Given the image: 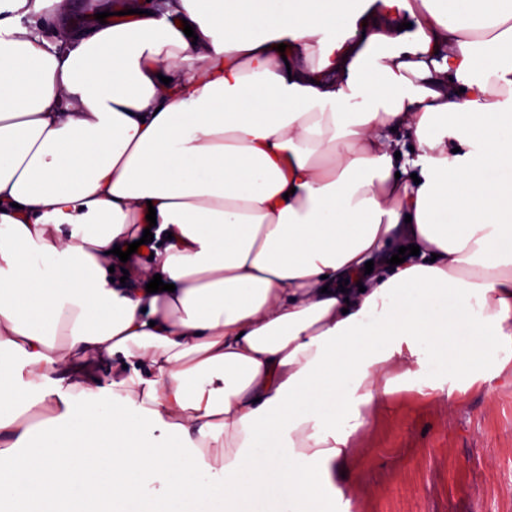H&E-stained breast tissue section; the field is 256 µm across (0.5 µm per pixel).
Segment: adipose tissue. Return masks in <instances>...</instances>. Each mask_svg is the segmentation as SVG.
<instances>
[{
  "mask_svg": "<svg viewBox=\"0 0 512 512\" xmlns=\"http://www.w3.org/2000/svg\"><path fill=\"white\" fill-rule=\"evenodd\" d=\"M350 2L131 0L73 41L0 0L12 512L298 507L413 368L452 407L512 378V0Z\"/></svg>",
  "mask_w": 512,
  "mask_h": 512,
  "instance_id": "1",
  "label": "adipose tissue"
}]
</instances>
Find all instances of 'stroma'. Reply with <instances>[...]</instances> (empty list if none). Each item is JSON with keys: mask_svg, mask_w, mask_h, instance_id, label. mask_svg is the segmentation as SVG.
<instances>
[{"mask_svg": "<svg viewBox=\"0 0 512 512\" xmlns=\"http://www.w3.org/2000/svg\"><path fill=\"white\" fill-rule=\"evenodd\" d=\"M114 0H41L45 35L83 36ZM418 374L352 437L359 477L343 498L327 494L317 512H512V381L498 378L455 408Z\"/></svg>", "mask_w": 512, "mask_h": 512, "instance_id": "35a3bbf8", "label": "stroma"}]
</instances>
